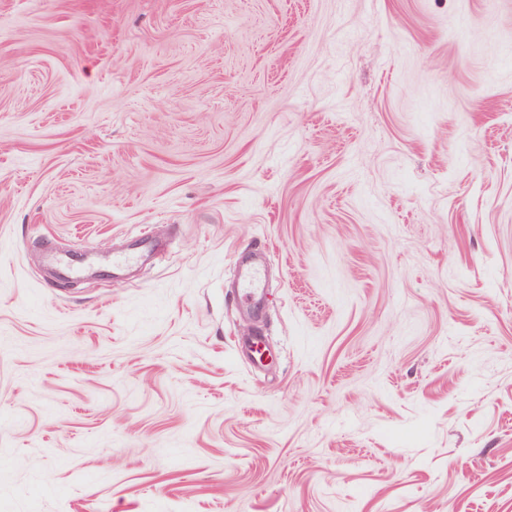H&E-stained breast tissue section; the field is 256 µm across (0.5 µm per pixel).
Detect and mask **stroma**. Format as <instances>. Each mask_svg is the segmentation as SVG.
Listing matches in <instances>:
<instances>
[{
    "instance_id": "35a3bbf8",
    "label": "stroma",
    "mask_w": 512,
    "mask_h": 512,
    "mask_svg": "<svg viewBox=\"0 0 512 512\" xmlns=\"http://www.w3.org/2000/svg\"><path fill=\"white\" fill-rule=\"evenodd\" d=\"M0 512H512V0H0Z\"/></svg>"
}]
</instances>
